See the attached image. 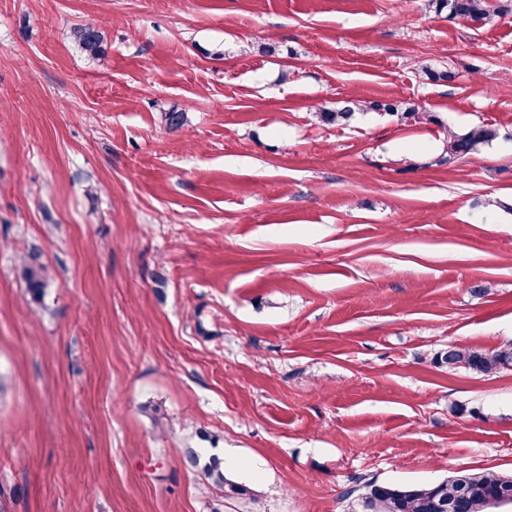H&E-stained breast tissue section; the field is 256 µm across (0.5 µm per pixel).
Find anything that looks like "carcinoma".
<instances>
[{"label":"carcinoma","instance_id":"cac0c4a2","mask_svg":"<svg viewBox=\"0 0 512 512\" xmlns=\"http://www.w3.org/2000/svg\"><path fill=\"white\" fill-rule=\"evenodd\" d=\"M435 12L448 11L453 18H461L474 23L487 25L506 13L512 12V2L506 0H428ZM72 35L78 46L90 53L101 50L102 31L94 23L75 26ZM367 108L359 99L348 101V105L339 110L324 107L315 109L314 118L323 127L348 125L355 116V111ZM384 110L403 121L412 119L419 123H437L439 118L423 108L409 107L404 111L392 104L384 105ZM498 137V130L491 125H477L465 131L453 128L447 131L448 158L464 159L491 143ZM20 274L26 284L31 300L42 303L46 288L51 279L47 266L40 260V255L27 254L20 264ZM512 359V342L503 344L493 350L476 347L454 346L442 354L441 362L448 369H465L475 374L492 375L506 369V358ZM188 461L202 465V470L211 479L213 486L224 493V497L246 496L247 486L229 479L224 473L221 460L211 455L208 461L201 462L200 456L192 452ZM354 491L358 492L355 501L360 509L370 504L371 512H433V502L445 499L456 506L453 512H488L491 501H504L512 509V477L494 472H473L457 475L437 484L423 486H401L380 483L375 479L359 477Z\"/></svg>","mask_w":512,"mask_h":512}]
</instances>
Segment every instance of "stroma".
<instances>
[{
	"instance_id": "35a3bbf8",
	"label": "stroma",
	"mask_w": 512,
	"mask_h": 512,
	"mask_svg": "<svg viewBox=\"0 0 512 512\" xmlns=\"http://www.w3.org/2000/svg\"><path fill=\"white\" fill-rule=\"evenodd\" d=\"M351 98L372 107L317 125ZM481 123L498 138L445 162V127ZM495 199L512 203V14L0 0V512H352L358 474H511L512 371L435 361L512 342ZM191 450L248 495L221 500ZM72 35L82 50L93 55L101 50L103 36L102 31L96 24L84 23L76 25L72 30ZM347 106L339 110H331L324 107H317L315 109L314 118L318 125L323 127L348 125L353 119L356 112L355 110H363L367 107H372L371 104L367 105L363 100L353 99L348 101ZM383 106L385 111H389L388 114L397 116L398 120L403 121L405 119H413L415 122L419 123H438L440 122L439 118L434 115L432 112H427L425 109L418 107H409L406 108L403 112H398V108L392 104H384L378 107ZM20 274L26 284V290L31 300L41 304L50 287L51 279L47 266L40 260V255L28 253L20 264Z\"/></svg>"
}]
</instances>
